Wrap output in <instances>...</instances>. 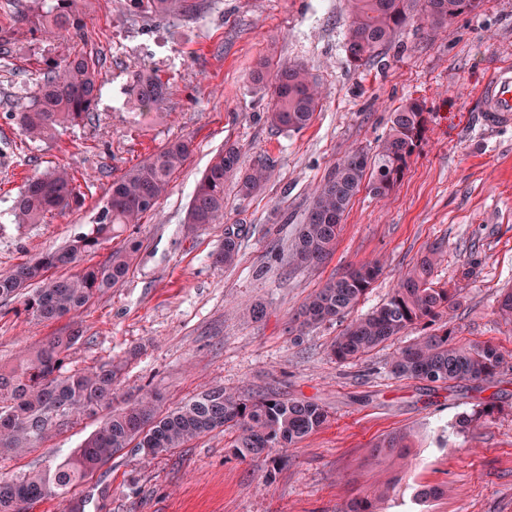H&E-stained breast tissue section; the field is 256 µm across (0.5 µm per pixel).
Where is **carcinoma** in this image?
Here are the masks:
<instances>
[{"label":"carcinoma","mask_w":512,"mask_h":512,"mask_svg":"<svg viewBox=\"0 0 512 512\" xmlns=\"http://www.w3.org/2000/svg\"><path fill=\"white\" fill-rule=\"evenodd\" d=\"M18 20L45 35H80L84 19L78 0H29ZM136 8L158 19H193L206 8V0H132ZM351 20L346 36L347 57L355 66L370 60L397 32L420 12L430 29L445 31L460 18L475 15L484 0H349ZM102 58L77 51L39 73L27 104L11 113L19 133L31 141L52 136L67 125L89 117L102 96ZM257 86H271V126L293 132L307 128L318 111L323 92L309 69L300 64L271 69L261 61L251 73ZM125 94L143 111L160 107L168 83L155 72L135 74ZM428 117L416 100L391 113L389 127L376 148L373 162L368 153L355 149L336 162L318 184L288 250V264L315 266L334 252L340 224L352 199L365 188L377 198L390 194L406 170L408 160L423 142ZM191 143L170 141L112 181L108 197L95 222L75 234L64 246L0 272V300L23 299L24 309L35 319L52 322L79 315L95 295L128 278L137 264L142 241L127 233L143 223L169 192L173 175L189 158ZM273 167L259 159L244 166L242 151L224 144L197 180L185 223L189 232L224 217V188L235 181L239 195H257L270 179ZM84 194L74 174L64 166L30 177L13 200L9 216L14 224H40L55 211L79 208ZM121 238L104 263L87 265L77 273L53 276L51 271L80 262L106 241ZM242 230L224 235V244L211 254L216 266H231L240 257ZM436 244L397 282L386 301L372 312L354 317L360 298L380 274L377 262L350 267L328 281L301 305L292 319L295 331L326 322L345 326L331 344L338 362L360 358L412 328L422 335L399 348L390 361L397 378L431 383L487 382L503 367L507 354L492 343L463 345L448 325L441 322L459 295L436 288L430 280ZM495 313L512 325V289L503 293ZM80 338L71 330L52 337L45 345L20 356L10 367L0 366V448L23 454L64 421L112 401L119 367L111 362L86 372L62 371L66 353ZM501 411L495 400L479 402L460 415L453 427L477 426ZM330 420L326 408L313 400L281 398L274 393L245 396L222 388L199 393L164 414L144 396L115 409L82 444L76 455L22 478L0 475V512H22L23 505L63 494L83 483L113 456L129 448L145 458H155L182 448L187 442L216 430L229 435L227 447L241 461L261 460L272 471L284 464L287 451L323 429ZM412 448L407 433L380 439L374 456L396 453L401 459ZM444 490L419 485V503L437 499ZM384 493L358 495L347 512H381Z\"/></svg>","instance_id":"carcinoma-1"}]
</instances>
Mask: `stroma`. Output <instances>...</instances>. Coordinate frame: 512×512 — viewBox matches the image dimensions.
I'll return each instance as SVG.
<instances>
[{"instance_id":"35a3bbf8","label":"stroma","mask_w":512,"mask_h":512,"mask_svg":"<svg viewBox=\"0 0 512 512\" xmlns=\"http://www.w3.org/2000/svg\"><path fill=\"white\" fill-rule=\"evenodd\" d=\"M78 6L83 38L48 39L13 24L16 0H0V38L7 41L0 55V272L63 246L93 223L126 168L170 141L190 139L186 165L136 228L139 265L73 322L81 337L64 368L124 361L118 407L151 392L163 413L221 387L310 399L328 410L330 421L289 449L287 464L272 473L263 462L235 458L215 432L152 460L117 455L81 485L25 512H69L80 500L85 512H343L350 497L383 486L389 489L383 512H512V361L489 383L402 380L389 372V361L417 330L339 363L329 345L341 323L301 334L289 323L325 282L378 260L382 273L355 309L371 312L439 243L444 252L431 280L463 294L447 316L449 328L461 342H491L512 354V327L495 314L502 289H512V127L487 130L478 112V92L492 69L512 61V0H484L480 13L437 34L412 20L359 67L345 51L348 0H209L194 20H158L132 0H78ZM79 48L103 58L109 98L54 138L25 139L12 112L38 72ZM263 58L303 64L320 83L322 107L303 131L267 123L271 93L248 81ZM142 70L158 72L170 87L162 109L147 115L124 93ZM410 99L430 119L393 191L382 199L364 190L355 196L323 265L296 269L281 261L317 184L351 149L375 152L390 113ZM228 141L239 143L245 162L267 158L275 176L247 200L227 187L223 220L187 232L195 183ZM58 165L74 171L83 207L40 224H12L8 209L26 178ZM232 226L245 231L240 260L213 266L210 254ZM257 301L267 312L255 322L245 309ZM73 323L32 319L18 299L0 303V364ZM490 396L502 413L465 433L448 431L458 413ZM108 413L103 407L75 418L24 455L0 451V475L40 471L74 455ZM399 431L414 441L404 470L368 453ZM421 483L447 494L416 503Z\"/></svg>"}]
</instances>
